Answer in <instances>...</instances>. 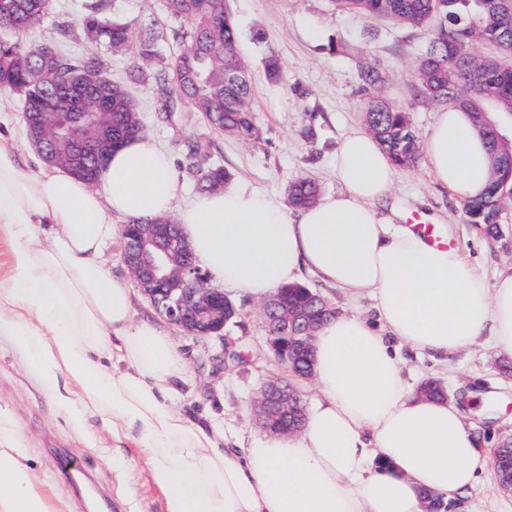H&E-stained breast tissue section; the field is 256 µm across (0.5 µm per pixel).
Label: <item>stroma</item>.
Segmentation results:
<instances>
[{
    "instance_id": "1",
    "label": "stroma",
    "mask_w": 512,
    "mask_h": 512,
    "mask_svg": "<svg viewBox=\"0 0 512 512\" xmlns=\"http://www.w3.org/2000/svg\"><path fill=\"white\" fill-rule=\"evenodd\" d=\"M86 0H52L42 22L21 33L26 42L61 37L78 29ZM106 15L131 23L135 29H160L161 52L173 57L185 44L175 38L180 21L167 16L164 0H105ZM239 23V54L250 69L252 107L262 127L259 142H243L211 129L189 104L179 112H163L164 97L155 83L131 82L128 72L137 65L135 47L107 57L113 81L126 84L142 112L146 135L169 156L177 178V203L185 205L197 194L187 174V145L202 138L210 144L209 159L221 164L232 181L277 202H285L288 184L299 178L317 181L323 194L341 189L334 161L342 138L362 127L363 112L377 97L406 110L419 138H426L439 112L415 92L416 68L433 27L412 28L378 17L333 10L329 0H226ZM263 39H256V32ZM62 38V37H61ZM280 60L283 79H265L264 60ZM374 67L380 85L364 88L361 73ZM19 94L0 93V132L12 131L25 172L41 174L46 167L29 141L20 112ZM423 212L441 224L455 247L467 252L487 282L512 272V200L505 201L498 236L470 223L462 201L437 184L426 160L400 171L387 197L378 205L381 215L393 207ZM227 296L239 312L226 334L241 353V362L222 361V342L214 337L187 335L169 326L184 352L188 371L179 382L177 408L193 418L204 416L243 433L246 442H260L266 433L255 422L254 402L271 382L294 383L304 402L316 396L313 383L295 384L292 371L280 361L266 340L263 302L230 288ZM404 376L410 387L428 378L442 379L452 401L482 448L493 449L512 437V353L480 338L448 363L416 357L400 348ZM0 408L10 412L35 472L46 478L56 496L73 512H88L90 499L98 512H165L161 492L149 478L145 456L126 441L113 439L99 419L75 427L59 408L55 395L23 366L8 343L0 344ZM447 512H512V491L502 490L493 468L469 490L461 505Z\"/></svg>"
}]
</instances>
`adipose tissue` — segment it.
Instances as JSON below:
<instances>
[{"instance_id":"ef3b65f1","label":"adipose tissue","mask_w":512,"mask_h":512,"mask_svg":"<svg viewBox=\"0 0 512 512\" xmlns=\"http://www.w3.org/2000/svg\"><path fill=\"white\" fill-rule=\"evenodd\" d=\"M425 152L454 196L486 191V148L465 112H440ZM335 172L342 192L293 214L239 186L179 209L171 161L151 139L113 151L95 189L24 173L13 136L0 133V237L12 254L0 339L74 424L100 417L143 450L165 512H425L423 491L458 500L485 468L461 411L411 394L392 346L445 361L488 336L512 352V273L487 286L465 251L379 217L397 170L371 133L344 137ZM172 212L226 287L262 300L309 274L374 300V318L342 311L317 329L318 394L300 431L246 448L221 423L176 410L182 352L162 325L135 320L130 289L101 261L116 218ZM0 512H70L38 481L2 409Z\"/></svg>"}]
</instances>
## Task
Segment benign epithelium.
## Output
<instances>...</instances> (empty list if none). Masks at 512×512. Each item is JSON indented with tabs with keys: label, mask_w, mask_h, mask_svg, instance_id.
I'll return each mask as SVG.
<instances>
[{
	"label": "benign epithelium",
	"mask_w": 512,
	"mask_h": 512,
	"mask_svg": "<svg viewBox=\"0 0 512 512\" xmlns=\"http://www.w3.org/2000/svg\"><path fill=\"white\" fill-rule=\"evenodd\" d=\"M171 224H126L122 261L155 310L192 336H224V304L229 298L219 288H206L186 239L172 234ZM279 297L264 306L271 348L285 362L292 350L283 348L276 327ZM302 411L298 395L287 384L265 386L255 402V415L265 430L294 431L291 418Z\"/></svg>",
	"instance_id": "1"
}]
</instances>
